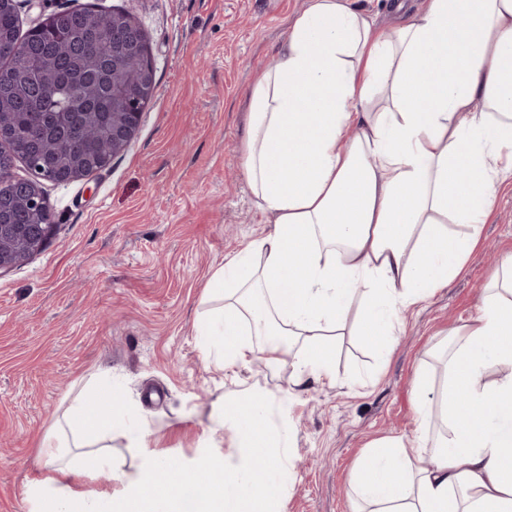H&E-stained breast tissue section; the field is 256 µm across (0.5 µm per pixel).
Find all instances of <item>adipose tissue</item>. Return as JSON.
<instances>
[{
	"label": "adipose tissue",
	"mask_w": 512,
	"mask_h": 512,
	"mask_svg": "<svg viewBox=\"0 0 512 512\" xmlns=\"http://www.w3.org/2000/svg\"><path fill=\"white\" fill-rule=\"evenodd\" d=\"M242 166L270 231L227 255L196 325L229 373L262 361L335 385L337 330L358 282L359 334L387 360L407 308L464 267L498 188L512 180V0H424L393 30L351 0H307L250 93ZM466 225L463 233L455 225ZM414 379L437 434L372 441L350 474L353 512H512V256L479 314L430 349ZM75 401L43 442V512H283L294 486L283 396L245 387L210 415L232 454L203 471L129 472L99 445L137 438L111 392ZM108 470L120 494L88 508L72 476Z\"/></svg>",
	"instance_id": "1"
}]
</instances>
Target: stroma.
Wrapping results in <instances>:
<instances>
[{
	"instance_id": "obj_1",
	"label": "stroma",
	"mask_w": 512,
	"mask_h": 512,
	"mask_svg": "<svg viewBox=\"0 0 512 512\" xmlns=\"http://www.w3.org/2000/svg\"><path fill=\"white\" fill-rule=\"evenodd\" d=\"M305 0H18L23 26L67 9L130 13L145 28L157 92L109 168L43 188L54 228L0 273V512H41L39 443L77 396L108 374L148 445L114 435L116 463L183 466L223 457L208 416L234 385L208 364L195 325L226 255L268 232L241 166L248 91L275 59ZM512 254V186L463 270L409 310L387 361L358 334L360 305L335 336L336 386L290 401L295 491L284 512H350L349 472L372 440L413 436L418 365L477 316L498 260Z\"/></svg>"
}]
</instances>
